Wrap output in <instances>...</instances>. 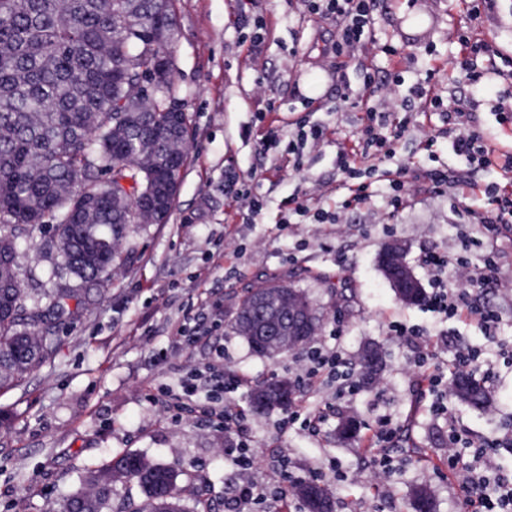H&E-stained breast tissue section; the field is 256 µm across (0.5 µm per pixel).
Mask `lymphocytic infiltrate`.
I'll list each match as a JSON object with an SVG mask.
<instances>
[{
    "instance_id": "f902f5d3",
    "label": "lymphocytic infiltrate",
    "mask_w": 512,
    "mask_h": 512,
    "mask_svg": "<svg viewBox=\"0 0 512 512\" xmlns=\"http://www.w3.org/2000/svg\"><path fill=\"white\" fill-rule=\"evenodd\" d=\"M309 14L334 20L336 23L337 56L348 60H362L375 56V47L364 40L366 29L375 24L372 0H304ZM498 50L485 40H463L461 58L457 63L459 72L473 89H481L485 77L493 64ZM398 79L391 73H380L369 67L364 72L362 94L347 91L343 101L351 107H364L366 117L359 127L358 137L352 146H338L337 166L342 174L338 188L343 194L342 209L360 204L375 193V182L368 176L378 173L381 163L394 157L396 146L410 130L408 117L398 109ZM417 110L423 116L440 112L446 115L448 136L457 155L467 158L472 164L486 167L492 164L494 150L481 132L475 118V104L456 96L442 98L432 86L419 87ZM331 134L329 126L316 124L298 127L288 143H281L275 127L262 125L255 129L254 136L265 147L285 145L287 156L284 166L289 174L300 173L303 150L308 141H321ZM421 264L432 276L433 291L426 300V306L433 312L449 319L473 320L489 328L497 323V312L489 307L474 304L472 295L476 290L494 283L495 265L492 259H485L482 268L470 271L465 258L452 257L447 253L430 251L420 258ZM417 356L413 362L419 397H431V410L448 423V468L455 484L463 493V512H512V477L496 472L493 450L498 440H474L464 429L453 421L445 404L441 387L446 378L438 364H435V343L430 338L418 339ZM302 371L309 384L331 380L335 386V399H343L356 386L351 363L336 351L318 347L305 350L301 355ZM209 378L215 388L230 394L246 388L248 382L224 370L223 366L210 364L205 370H192L182 395L164 400L163 406L173 417H203L207 421L223 425L226 432H240L245 418L242 409L231 401L203 408L193 404L201 378ZM404 432L397 422L386 418L379 422L370 440L374 451L371 468L378 483H385L403 465L401 457L395 456Z\"/></svg>"
}]
</instances>
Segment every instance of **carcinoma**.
Masks as SVG:
<instances>
[{
    "mask_svg": "<svg viewBox=\"0 0 512 512\" xmlns=\"http://www.w3.org/2000/svg\"><path fill=\"white\" fill-rule=\"evenodd\" d=\"M173 0H0V388L19 387L50 360L56 328L71 320L74 289L52 296L48 312L25 311L24 272L16 232L48 218L55 246L70 274L85 284L109 281L121 265L120 242L129 224H155L140 206L149 186H178L186 159L184 112H168L173 68L165 95H141L157 75V60L172 56ZM293 286L274 278L251 290L228 321L250 348L265 356L263 320L242 313L264 289ZM361 355L362 382L382 369ZM460 399L482 408L489 397L479 381ZM359 422L347 416L337 435L348 441ZM182 473L170 463L134 453L90 468L70 512H101L112 482H134L143 495L117 512H212V486L201 481L192 506L178 493Z\"/></svg>",
    "mask_w": 512,
    "mask_h": 512,
    "instance_id": "cac0c4a2",
    "label": "carcinoma"
}]
</instances>
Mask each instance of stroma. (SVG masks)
<instances>
[{
    "mask_svg": "<svg viewBox=\"0 0 512 512\" xmlns=\"http://www.w3.org/2000/svg\"><path fill=\"white\" fill-rule=\"evenodd\" d=\"M174 11L175 99L189 123L173 208L166 223L128 226L123 264L85 298L79 316L59 328L53 359L26 386L0 391V512H66L88 468L125 451L174 463L184 473L183 500H190L194 480H210L213 512H227L233 488L243 482L273 483V462L282 456L296 475L324 470L335 512H415L414 492L421 487L430 491L434 512H460L448 481L446 425L418 404L410 349L391 336L389 325L400 321L440 333L447 364L457 348L477 350L473 374L485 382L489 406L475 409L454 396L448 405L474 438L512 433V224H471L463 212L467 205L491 209L482 188L501 181L503 159L476 167L453 153L444 134L425 150V132L415 125L399 143L395 163L420 172L452 170L464 184L459 193L436 192L421 179L410 201L395 211L383 181L376 196L344 212L340 225H284L288 196L331 212L340 204L336 145L352 143L359 114L340 103L338 92L360 91V69L336 58L335 22L307 13L302 0H175ZM375 17L372 39L398 54H378L373 63L399 74L405 85L430 78L441 93H472L453 68L460 37L469 31L499 49L498 68L512 64V0H492L475 18L465 0H378ZM258 18L268 33L254 47L250 37ZM510 91L512 81L497 77L476 94L478 125L504 144L512 142V112L493 106ZM300 95L316 99L317 111H298ZM261 100L275 104L265 121L277 127L281 141L300 122L334 128L333 137L306 145L299 176L278 172L280 149H263L252 135ZM249 178L264 208L254 221L229 223L225 190ZM223 240L230 247L219 259L215 252ZM393 240L405 244L406 259L426 289L431 283L419 261L423 252L463 254L478 268L489 254L486 246H493L498 283L479 301L497 311L498 323L487 331L399 302L377 261ZM17 251L27 304L44 306L56 288L79 287L62 267L51 225L22 232ZM275 276L308 294L320 317L317 341L341 346L353 361L365 345L378 344L385 368L373 389L338 404L316 436L279 430L283 409L257 412L250 391L234 394L256 453L253 469L243 471L224 457L232 435L196 419L163 415L151 397L163 388L180 392L189 372L213 361L219 348L227 366L253 384L274 376L296 380V354L276 361L258 355L225 324L227 312ZM216 304L222 307L217 314ZM203 313L212 329L194 346H179V322ZM346 412L363 422L348 443L336 437ZM385 416L405 428L398 453L407 464L389 489L379 490L365 446Z\"/></svg>",
    "mask_w": 512,
    "mask_h": 512,
    "instance_id": "stroma-1",
    "label": "stroma"
}]
</instances>
